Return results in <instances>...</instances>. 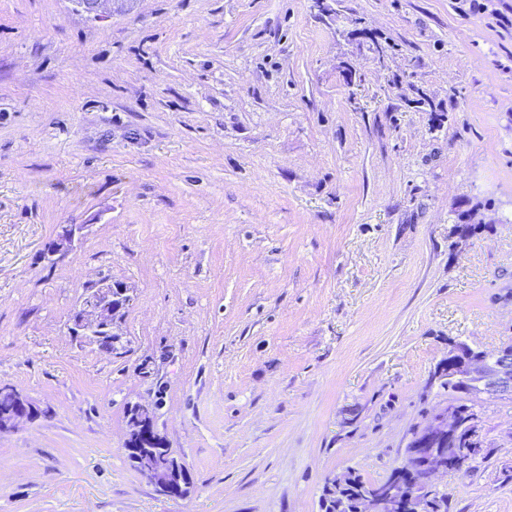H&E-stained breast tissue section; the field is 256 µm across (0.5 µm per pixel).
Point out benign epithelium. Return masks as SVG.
<instances>
[{
	"label": "benign epithelium",
	"instance_id": "benign-epithelium-1",
	"mask_svg": "<svg viewBox=\"0 0 512 512\" xmlns=\"http://www.w3.org/2000/svg\"><path fill=\"white\" fill-rule=\"evenodd\" d=\"M89 18H101V6L106 0H72ZM84 224H63L55 237L42 249V259L50 264L64 260L73 250ZM134 301L133 292L120 281L102 279L87 286L72 309L68 329L77 339L93 342L112 329V316L126 311ZM434 372L443 380H450L460 389L470 392L475 402L512 399V350L499 347L494 353L473 347L463 341H452L448 354L439 361ZM458 402L448 401L438 405L429 415V423L416 437V442L406 454L405 468L393 484L380 483L376 492L359 499L360 512H396L398 506H407L413 512H428L430 507L418 501L417 489L423 485L433 495L442 493L439 477L448 474L441 466L418 464V461L436 453L437 444L447 441L457 443L464 438L472 443L481 436L480 415L472 411L465 419L457 412ZM30 420L29 406L21 402L0 431L14 429ZM141 473L147 475L155 486L169 493L180 482L179 457L169 453L159 463L139 460Z\"/></svg>",
	"mask_w": 512,
	"mask_h": 512
}]
</instances>
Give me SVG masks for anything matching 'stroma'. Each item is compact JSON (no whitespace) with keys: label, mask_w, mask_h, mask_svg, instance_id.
<instances>
[{"label":"stroma","mask_w":512,"mask_h":512,"mask_svg":"<svg viewBox=\"0 0 512 512\" xmlns=\"http://www.w3.org/2000/svg\"><path fill=\"white\" fill-rule=\"evenodd\" d=\"M483 2L0 0V385L39 411L0 512H323L400 465L449 338L512 340V0ZM102 277L118 355L68 330ZM137 405L186 497L125 455ZM482 413L448 512H512V399ZM55 237L48 240L42 249V259L50 264L64 260L73 250L75 240L85 229L81 224H62Z\"/></svg>","instance_id":"35a3bbf8"}]
</instances>
